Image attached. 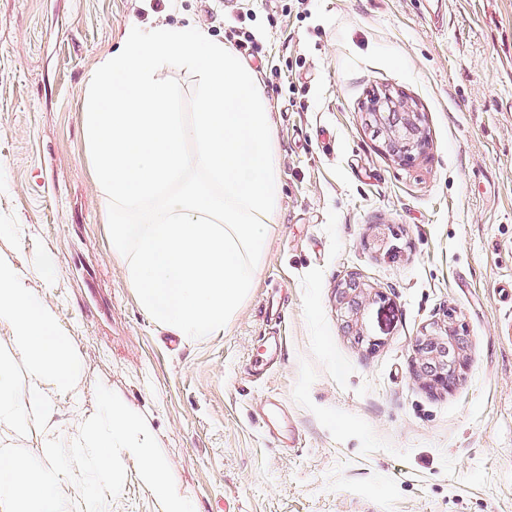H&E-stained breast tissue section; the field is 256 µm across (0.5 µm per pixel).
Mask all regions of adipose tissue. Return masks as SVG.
<instances>
[{
    "instance_id": "adipose-tissue-1",
    "label": "adipose tissue",
    "mask_w": 512,
    "mask_h": 512,
    "mask_svg": "<svg viewBox=\"0 0 512 512\" xmlns=\"http://www.w3.org/2000/svg\"><path fill=\"white\" fill-rule=\"evenodd\" d=\"M0 319L16 329L15 348L40 372L51 374L58 384H67L80 371L65 337L59 336L47 309L20 288L15 275L0 270ZM22 426L28 421L26 408L17 399L12 358L0 355V420Z\"/></svg>"
}]
</instances>
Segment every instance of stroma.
Segmentation results:
<instances>
[{
  "instance_id": "1",
  "label": "stroma",
  "mask_w": 512,
  "mask_h": 512,
  "mask_svg": "<svg viewBox=\"0 0 512 512\" xmlns=\"http://www.w3.org/2000/svg\"><path fill=\"white\" fill-rule=\"evenodd\" d=\"M203 30L259 74L281 180L257 273L222 333L153 321L112 249L82 101L132 24ZM421 112L430 148L398 162L371 95ZM50 270L37 267L38 258ZM0 269L51 313L81 364L67 385L13 353L27 425L0 445L43 457L114 391L144 416L194 512H512V0H0ZM368 291L356 341L336 290ZM456 310L467 366L415 375L416 342ZM282 355L247 369L269 336ZM279 401L283 451L256 416ZM106 512H163L134 457ZM462 367L463 363L459 361L457 353L452 361H448L446 357L442 362L437 364V368H435L432 373L425 374L428 379L427 383L430 386H442L448 388L459 380L458 372Z\"/></svg>"
}]
</instances>
